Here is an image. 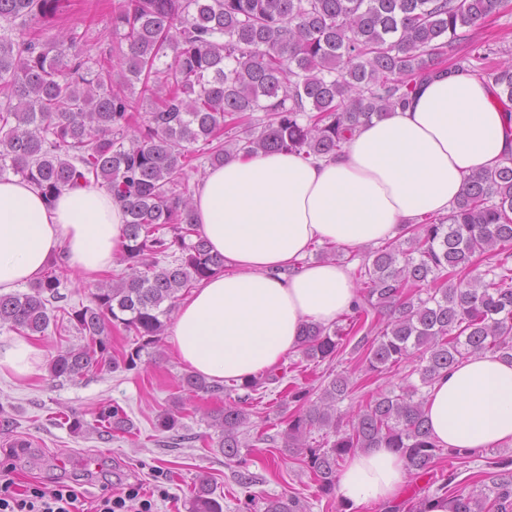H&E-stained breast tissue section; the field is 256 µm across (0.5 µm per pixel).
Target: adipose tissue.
<instances>
[{"label": "adipose tissue", "mask_w": 512, "mask_h": 512, "mask_svg": "<svg viewBox=\"0 0 512 512\" xmlns=\"http://www.w3.org/2000/svg\"><path fill=\"white\" fill-rule=\"evenodd\" d=\"M512 163V123L491 83L464 73L418 84L410 103L360 126L333 157L237 155L195 185L196 229L224 269L177 308L168 345L211 381L237 382L296 352L305 323L348 311L346 267L310 262L314 244L356 250L401 225L448 213L466 176ZM123 205L97 185L46 200L0 179V295L38 280L57 254L84 279L111 272L125 242ZM43 351L24 337L0 348V373L31 374ZM425 413L442 448L512 446V362L486 353L439 376ZM407 477L390 448L345 460L336 485L351 505L395 499Z\"/></svg>", "instance_id": "obj_1"}]
</instances>
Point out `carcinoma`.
<instances>
[{
	"label": "carcinoma",
	"instance_id": "cac0c4a2",
	"mask_svg": "<svg viewBox=\"0 0 512 512\" xmlns=\"http://www.w3.org/2000/svg\"><path fill=\"white\" fill-rule=\"evenodd\" d=\"M501 0H119L112 8V54L94 50L87 32L53 31L59 0H0V177L33 184L47 200L82 181L124 204L123 271L101 281L89 304L64 306L65 270L52 264L27 292L0 296V325L34 335L61 315L86 343L57 351L50 377L74 379L101 366L138 367L157 345L190 289L224 269L194 229L191 174L233 153L290 151L334 156L359 125L403 106L419 82L439 73L477 75L493 48L479 53L473 31ZM171 61H165L167 51ZM498 100L512 103V63L489 74ZM141 85L139 96L133 88ZM150 103L146 119L135 112ZM204 141L200 152L194 144ZM488 268L472 274L478 260ZM350 310L331 325L309 323L298 349L316 366L347 347L363 352L366 372H408L360 402L357 384L337 374L319 386L279 392L287 414L280 432L320 496H336L343 462L364 448H391L417 480L443 455L461 465L477 448H440L425 419L428 388L461 360L492 353L512 361V165L465 179L448 214L405 224L400 238L361 255ZM138 337L112 359V326ZM418 376L419 382L412 381ZM282 378L268 375L235 388L186 372L181 391L224 396L207 414L224 464L238 484L255 482L243 429ZM242 395H233L237 390ZM184 402L158 415L156 431L182 438ZM107 435L132 432L117 406L96 412ZM388 505V512H512V459L496 462L480 489L456 482ZM254 512H306L293 496H247ZM190 512H223L201 479Z\"/></svg>",
	"mask_w": 512,
	"mask_h": 512
}]
</instances>
